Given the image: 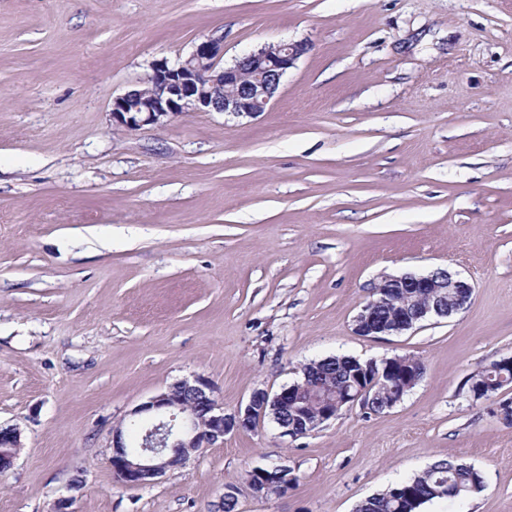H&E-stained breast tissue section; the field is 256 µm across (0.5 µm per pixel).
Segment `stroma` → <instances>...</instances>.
I'll return each instance as SVG.
<instances>
[{"mask_svg": "<svg viewBox=\"0 0 512 512\" xmlns=\"http://www.w3.org/2000/svg\"><path fill=\"white\" fill-rule=\"evenodd\" d=\"M215 32L224 62L309 45L253 118L135 131L112 100ZM447 268L448 318L383 338L354 319L381 276ZM423 360L390 410L310 434L238 430L151 484L116 481L112 428L183 379L225 412L346 355ZM512 0H0V427L22 449L0 512H355L440 459L481 491L420 512H512ZM283 465L282 496L247 485ZM510 360V357H503L482 368L485 370H492L494 365L510 363ZM476 372L472 373L464 384L467 385L468 392L472 393L476 398H481L483 390L488 384L495 385L497 388L508 385L506 387L511 389L509 386H512V365L506 364L500 366L496 371L486 375H476ZM277 470L280 473H288L290 470L286 466H273V467H257L250 471L248 474V485L256 496L263 497L269 494H281L288 490V485H276L266 479L265 470Z\"/></svg>", "mask_w": 512, "mask_h": 512, "instance_id": "1", "label": "stroma"}]
</instances>
